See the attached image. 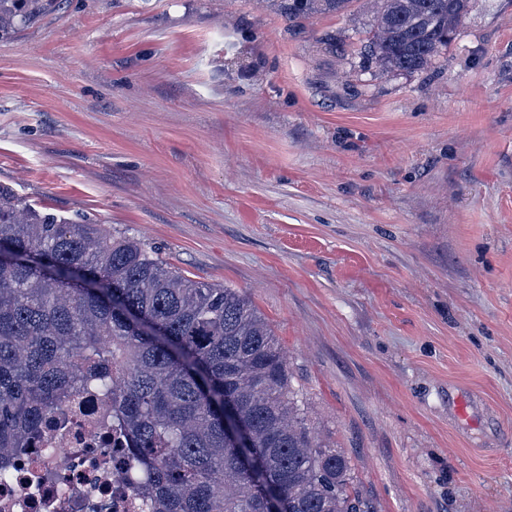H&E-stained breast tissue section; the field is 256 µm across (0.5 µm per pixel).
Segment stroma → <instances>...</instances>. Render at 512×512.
Listing matches in <instances>:
<instances>
[{
	"mask_svg": "<svg viewBox=\"0 0 512 512\" xmlns=\"http://www.w3.org/2000/svg\"><path fill=\"white\" fill-rule=\"evenodd\" d=\"M373 20L54 0L0 39V183L245 294L373 512H512V0L414 73Z\"/></svg>",
	"mask_w": 512,
	"mask_h": 512,
	"instance_id": "35a3bbf8",
	"label": "stroma"
}]
</instances>
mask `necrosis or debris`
Wrapping results in <instances>:
<instances>
[{"instance_id": "4bbe7bcc", "label": "necrosis or debris", "mask_w": 512, "mask_h": 512, "mask_svg": "<svg viewBox=\"0 0 512 512\" xmlns=\"http://www.w3.org/2000/svg\"><path fill=\"white\" fill-rule=\"evenodd\" d=\"M111 395L86 393L51 418L42 442L12 454L0 512H142L125 478Z\"/></svg>"}]
</instances>
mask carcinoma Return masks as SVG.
Masks as SVG:
<instances>
[{"label":"carcinoma","instance_id":"carcinoma-1","mask_svg":"<svg viewBox=\"0 0 512 512\" xmlns=\"http://www.w3.org/2000/svg\"><path fill=\"white\" fill-rule=\"evenodd\" d=\"M50 0H0V36ZM290 21L354 0H265ZM364 55L427 69L470 0H373ZM0 454L35 447L63 403L112 392L129 488L160 512H370L347 458L317 439L250 299L183 276L139 240L45 213L0 184Z\"/></svg>","mask_w":512,"mask_h":512}]
</instances>
